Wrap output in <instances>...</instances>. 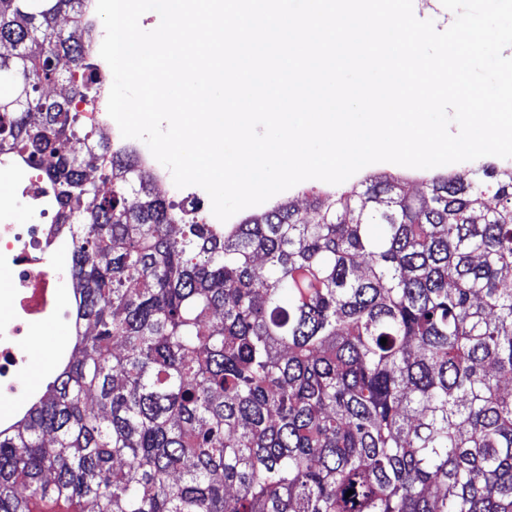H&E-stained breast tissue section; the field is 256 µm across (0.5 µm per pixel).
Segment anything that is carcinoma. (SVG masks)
Returning <instances> with one entry per match:
<instances>
[{"label":"carcinoma","mask_w":512,"mask_h":512,"mask_svg":"<svg viewBox=\"0 0 512 512\" xmlns=\"http://www.w3.org/2000/svg\"><path fill=\"white\" fill-rule=\"evenodd\" d=\"M83 7L0 0V149L55 184L78 297L71 358L0 429V512H512V176L206 224L44 94L96 92Z\"/></svg>","instance_id":"carcinoma-1"}]
</instances>
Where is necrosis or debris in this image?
<instances>
[{
  "mask_svg": "<svg viewBox=\"0 0 512 512\" xmlns=\"http://www.w3.org/2000/svg\"><path fill=\"white\" fill-rule=\"evenodd\" d=\"M76 108L104 132L111 149L132 153L154 184H168V171L155 167L148 147L122 137L106 101H80ZM1 175L6 184L0 197V395L13 399L18 414L32 394L26 365L39 327L74 319L75 296L64 290L63 272L55 262L57 256L70 254L74 239L55 222L53 184L40 178L23 156L0 153Z\"/></svg>",
  "mask_w": 512,
  "mask_h": 512,
  "instance_id": "1",
  "label": "necrosis or debris"
}]
</instances>
